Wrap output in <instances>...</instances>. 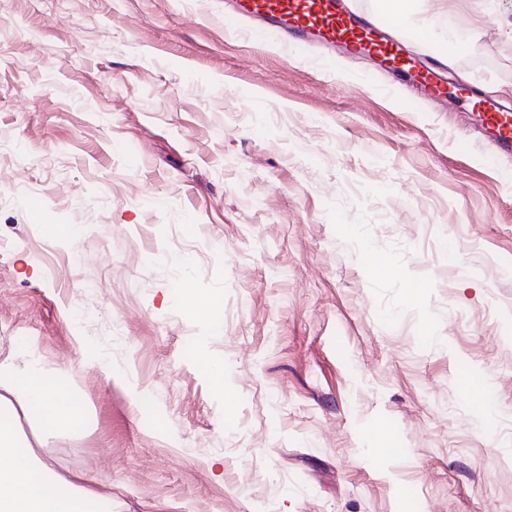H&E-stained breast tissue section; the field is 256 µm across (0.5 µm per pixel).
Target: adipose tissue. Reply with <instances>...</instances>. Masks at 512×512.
<instances>
[{"instance_id":"ef3b65f1","label":"adipose tissue","mask_w":512,"mask_h":512,"mask_svg":"<svg viewBox=\"0 0 512 512\" xmlns=\"http://www.w3.org/2000/svg\"><path fill=\"white\" fill-rule=\"evenodd\" d=\"M382 7L426 39L438 25L457 24L450 13L421 21L419 0H383ZM76 400L67 376L38 355L0 359V512H112L111 496L61 476L36 453L47 434L84 429L87 412Z\"/></svg>"}]
</instances>
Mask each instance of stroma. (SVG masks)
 Wrapping results in <instances>:
<instances>
[{
  "label": "stroma",
  "mask_w": 512,
  "mask_h": 512,
  "mask_svg": "<svg viewBox=\"0 0 512 512\" xmlns=\"http://www.w3.org/2000/svg\"><path fill=\"white\" fill-rule=\"evenodd\" d=\"M492 2L422 0L465 41L405 38L512 109ZM223 18L0 0V359L36 348L91 411L39 456L112 512H512V157L467 106Z\"/></svg>",
  "instance_id": "obj_1"
}]
</instances>
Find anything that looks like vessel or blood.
I'll use <instances>...</instances> for the list:
<instances>
[{"label":"vessel or blood","instance_id":"b4317fda","mask_svg":"<svg viewBox=\"0 0 512 512\" xmlns=\"http://www.w3.org/2000/svg\"><path fill=\"white\" fill-rule=\"evenodd\" d=\"M230 9L225 24L252 21L248 34L260 36L262 29L274 28L291 41L303 44L317 39L328 47H342L356 58L381 67H391L403 79L418 86L425 96L455 103L469 100L477 120L496 153L512 154V112L478 98L473 91H449L435 70L417 64L407 56L398 37L388 34L382 19L374 13L352 10L345 0H225Z\"/></svg>","mask_w":512,"mask_h":512}]
</instances>
